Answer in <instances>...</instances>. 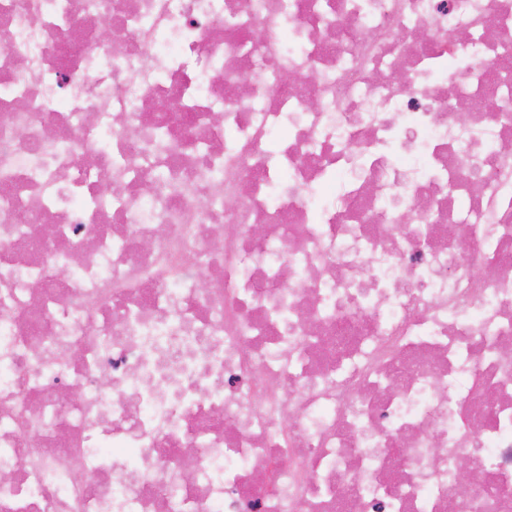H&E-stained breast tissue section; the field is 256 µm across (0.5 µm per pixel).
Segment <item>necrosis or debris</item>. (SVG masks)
I'll list each match as a JSON object with an SVG mask.
<instances>
[{"mask_svg":"<svg viewBox=\"0 0 512 512\" xmlns=\"http://www.w3.org/2000/svg\"><path fill=\"white\" fill-rule=\"evenodd\" d=\"M506 100L512 0H0V512H512Z\"/></svg>","mask_w":512,"mask_h":512,"instance_id":"4bbe7bcc","label":"necrosis or debris"}]
</instances>
